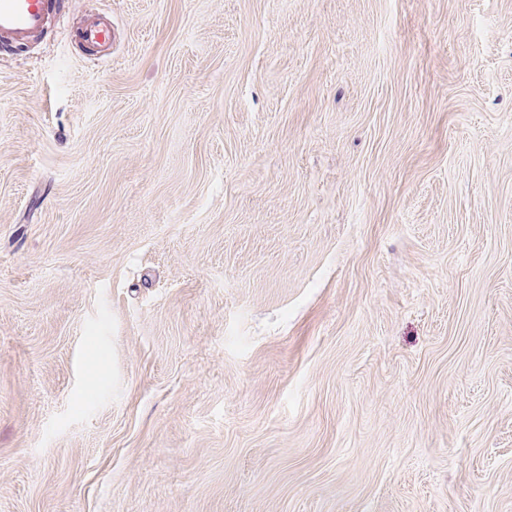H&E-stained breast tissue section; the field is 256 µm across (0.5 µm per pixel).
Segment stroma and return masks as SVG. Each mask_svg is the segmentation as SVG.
Listing matches in <instances>:
<instances>
[{
  "mask_svg": "<svg viewBox=\"0 0 512 512\" xmlns=\"http://www.w3.org/2000/svg\"><path fill=\"white\" fill-rule=\"evenodd\" d=\"M0 512H512V0L0 57Z\"/></svg>",
  "mask_w": 512,
  "mask_h": 512,
  "instance_id": "stroma-1",
  "label": "stroma"
}]
</instances>
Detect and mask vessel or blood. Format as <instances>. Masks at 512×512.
<instances>
[{"instance_id": "obj_1", "label": "vessel or blood", "mask_w": 512, "mask_h": 512, "mask_svg": "<svg viewBox=\"0 0 512 512\" xmlns=\"http://www.w3.org/2000/svg\"><path fill=\"white\" fill-rule=\"evenodd\" d=\"M65 0H0V49H30L64 15ZM83 45L95 59H107L115 44V27L106 14L87 17L79 27Z\"/></svg>"}]
</instances>
